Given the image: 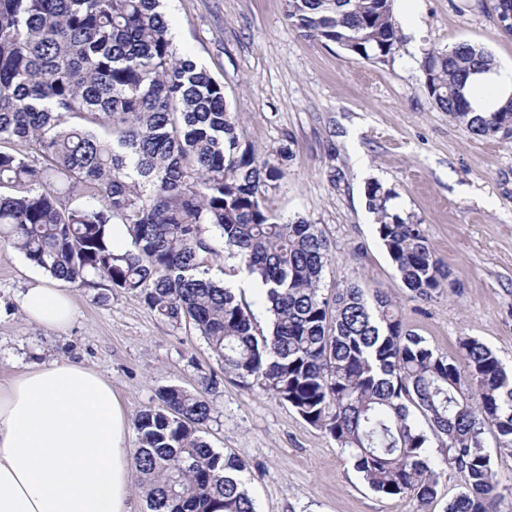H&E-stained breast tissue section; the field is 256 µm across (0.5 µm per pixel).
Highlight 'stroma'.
Masks as SVG:
<instances>
[{"instance_id":"stroma-1","label":"stroma","mask_w":512,"mask_h":512,"mask_svg":"<svg viewBox=\"0 0 512 512\" xmlns=\"http://www.w3.org/2000/svg\"><path fill=\"white\" fill-rule=\"evenodd\" d=\"M496 0H415L418 26L401 24L394 59L374 63L306 38L285 0H165L178 48L224 86L240 133L262 156L288 147L286 177L268 197L283 220L317 224L331 244L324 290L357 283L392 299L404 327L455 357L470 336L512 364V137L474 138L430 101L425 50L467 41L512 67ZM397 194L421 222L454 281L423 301L401 280L366 206L369 181ZM215 280L238 288L257 333L272 316L238 259L221 257ZM46 276L19 251H0V380L31 364L79 361L111 381L129 416L155 405L164 386L190 389L214 376L212 418L201 431L244 460L256 512H419L412 497L371 491L347 452L259 386L224 377L205 340L163 320L136 295L70 287L75 313L63 330L26 321L20 294Z\"/></svg>"}]
</instances>
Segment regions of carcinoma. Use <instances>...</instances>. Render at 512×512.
Wrapping results in <instances>:
<instances>
[{"instance_id":"carcinoma-1","label":"carcinoma","mask_w":512,"mask_h":512,"mask_svg":"<svg viewBox=\"0 0 512 512\" xmlns=\"http://www.w3.org/2000/svg\"><path fill=\"white\" fill-rule=\"evenodd\" d=\"M160 0H0V248L81 288L137 293L192 326L231 377L273 393L348 450L374 492L436 497L438 466L464 474L445 512H496L502 488L488 447L512 454V367L476 338L449 358L402 328L380 290L321 288L326 238L281 221L268 191L285 171L242 142L224 86L171 37ZM394 0H286L303 35L371 62L400 50ZM512 36V0H497ZM434 106L484 139L512 134V93L478 112L470 79L497 68L461 42L425 53ZM366 187L378 238L407 288L430 300L448 282L421 225ZM123 224L132 248L112 250ZM235 257L263 288L270 334L257 336L234 289L208 262ZM168 386L136 415L134 458L148 512H256L247 464L200 435L212 407ZM416 408L443 448L427 455Z\"/></svg>"}]
</instances>
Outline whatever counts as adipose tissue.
Segmentation results:
<instances>
[{"label": "adipose tissue", "instance_id": "ef3b65f1", "mask_svg": "<svg viewBox=\"0 0 512 512\" xmlns=\"http://www.w3.org/2000/svg\"><path fill=\"white\" fill-rule=\"evenodd\" d=\"M24 317L62 330L70 293L35 285ZM129 419L112 384L83 364L33 366L0 382V512H129Z\"/></svg>", "mask_w": 512, "mask_h": 512}]
</instances>
